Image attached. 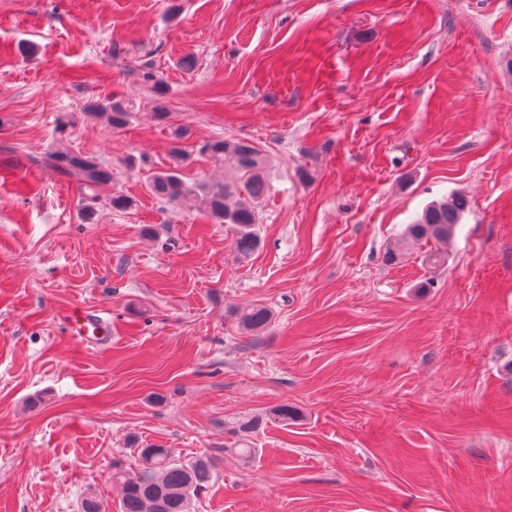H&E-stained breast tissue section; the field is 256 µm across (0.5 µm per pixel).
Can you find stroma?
Wrapping results in <instances>:
<instances>
[{
	"instance_id": "1",
	"label": "stroma",
	"mask_w": 512,
	"mask_h": 512,
	"mask_svg": "<svg viewBox=\"0 0 512 512\" xmlns=\"http://www.w3.org/2000/svg\"><path fill=\"white\" fill-rule=\"evenodd\" d=\"M112 97L126 128L88 112ZM214 138L270 160L244 262L147 188L175 146L186 183L236 181L201 158ZM63 151L132 207L88 198ZM452 194L447 264H386ZM255 303L257 336L234 316ZM77 308L111 331L71 336ZM281 404L193 512H512V0H0V512L89 488L120 512L138 449L191 460ZM52 164L75 178L80 189L91 199H97L112 180V172L106 166L80 153L53 156ZM239 326L246 331L259 334L265 331L272 321L271 310L261 304L250 305L236 313ZM264 419L259 415L229 417L225 419V433L234 436L236 440L232 448H226V446L224 448H216L217 452H230L246 461L252 459L256 454V448H252V443L247 437L263 425Z\"/></svg>"
}]
</instances>
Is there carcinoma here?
I'll return each mask as SVG.
<instances>
[{
  "mask_svg": "<svg viewBox=\"0 0 512 512\" xmlns=\"http://www.w3.org/2000/svg\"><path fill=\"white\" fill-rule=\"evenodd\" d=\"M155 89L154 117L167 122L170 113L164 104V91L158 79ZM93 112L106 116L112 128L121 129L129 122L133 104L114 98L95 105ZM202 154L218 166L232 165L240 174V182H226L199 194L182 179L179 167L183 156L176 149L173 166L150 177V192L158 198L181 204L202 201L214 223L226 224L234 232L233 247L238 259H249L264 245L255 202L267 192L268 158L252 142L223 138L208 141ZM52 164L75 178L80 189L92 199L98 198L112 180V172L106 166L80 153L54 156ZM467 208L468 201L461 195L431 202L415 223L407 225L403 242L408 246L435 242L437 248L426 252L425 261L434 266L444 263L446 252L443 247L453 236ZM236 316L242 329L255 334L265 331L272 321L271 310L261 304L250 305L238 311ZM263 423L264 418L259 415L225 419L224 431L234 436L235 442L232 448H219L217 452H230L246 461L253 458L256 449L252 448L248 436ZM138 456L142 461L139 471L119 466L112 472V481L120 485L122 491L121 512H192L193 501L215 476L211 457L201 456L183 463L175 459L172 449L162 446L140 448ZM79 512H105V506L96 493L88 490L80 499Z\"/></svg>",
  "mask_w": 512,
  "mask_h": 512,
  "instance_id": "cac0c4a2",
  "label": "carcinoma"
}]
</instances>
